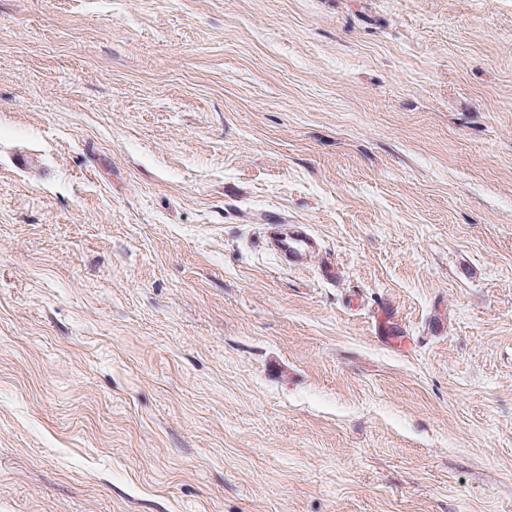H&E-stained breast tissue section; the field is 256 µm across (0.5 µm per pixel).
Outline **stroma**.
Instances as JSON below:
<instances>
[{"mask_svg": "<svg viewBox=\"0 0 512 512\" xmlns=\"http://www.w3.org/2000/svg\"><path fill=\"white\" fill-rule=\"evenodd\" d=\"M0 512H512V0H0ZM314 244V239L309 235L291 234L280 240L279 247L288 256L289 264L302 266Z\"/></svg>", "mask_w": 512, "mask_h": 512, "instance_id": "obj_1", "label": "stroma"}]
</instances>
